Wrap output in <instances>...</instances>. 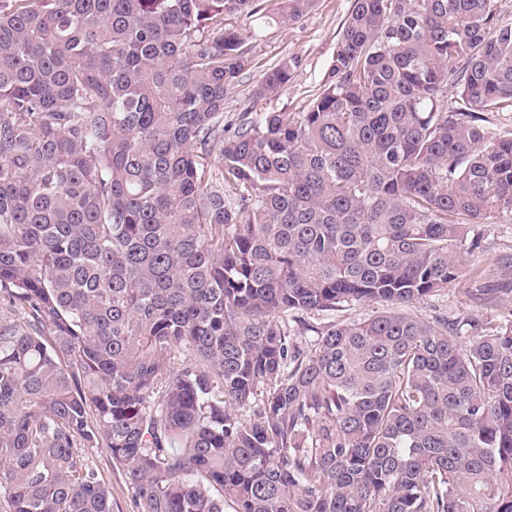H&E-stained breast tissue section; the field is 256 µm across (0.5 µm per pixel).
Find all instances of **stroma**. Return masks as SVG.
Wrapping results in <instances>:
<instances>
[{
	"mask_svg": "<svg viewBox=\"0 0 512 512\" xmlns=\"http://www.w3.org/2000/svg\"><path fill=\"white\" fill-rule=\"evenodd\" d=\"M351 5L352 0H318L311 13L288 26L268 25L257 17L244 14L234 18V26L250 36L253 64L228 94L224 104L225 120L238 119L246 111L259 113L283 107L293 112L301 111L330 64ZM285 57L299 61L293 79L277 88L272 96L254 99L252 90L257 80ZM481 263V256L466 258V270L459 279L439 295L414 304V313L424 318L435 315L452 318L477 311L478 306L473 299L475 289L480 281H490L495 277L494 271L489 270L481 278H474L471 270ZM85 457L110 487L114 512H135L133 491L122 472L113 465L109 448L86 449Z\"/></svg>",
	"mask_w": 512,
	"mask_h": 512,
	"instance_id": "obj_1",
	"label": "stroma"
}]
</instances>
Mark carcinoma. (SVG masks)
Instances as JSON below:
<instances>
[{"label":"carcinoma","mask_w":512,"mask_h":512,"mask_svg":"<svg viewBox=\"0 0 512 512\" xmlns=\"http://www.w3.org/2000/svg\"><path fill=\"white\" fill-rule=\"evenodd\" d=\"M242 13L0 0V512H114L101 445L136 512H512V260L411 312L512 216V24L352 0L305 111L226 123ZM482 254L474 257H466L464 266L466 269L458 280L448 285V288L437 296L427 297L414 304L411 308L414 313L424 318H431L435 315H446L448 318L464 315L466 313H477L480 308L473 300L475 288H479L484 282L492 281L496 273L487 270L481 274L482 281L472 277L471 269L482 265ZM479 277V278H480ZM85 457L99 477L110 487L114 512H134L133 491L126 482L122 472L113 465L109 448L101 445L98 448H86Z\"/></svg>","instance_id":"carcinoma-1"}]
</instances>
